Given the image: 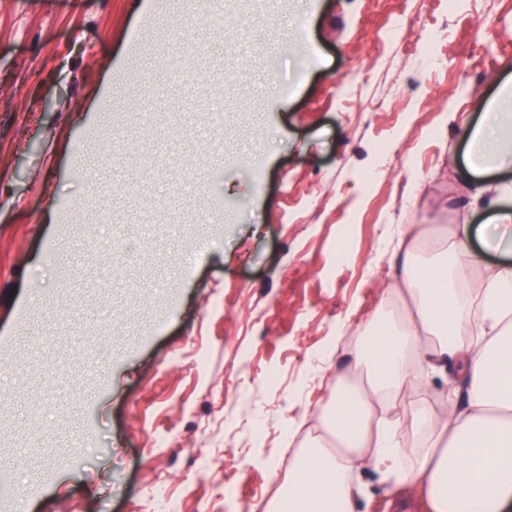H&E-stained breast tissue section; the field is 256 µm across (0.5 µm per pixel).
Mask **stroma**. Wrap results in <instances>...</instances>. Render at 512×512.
<instances>
[{
	"label": "stroma",
	"instance_id": "35a3bbf8",
	"mask_svg": "<svg viewBox=\"0 0 512 512\" xmlns=\"http://www.w3.org/2000/svg\"><path fill=\"white\" fill-rule=\"evenodd\" d=\"M510 61L512 0H0V512H227L229 470L278 490L292 394L329 402L394 226L467 205L458 93L495 98ZM358 481L357 512H424Z\"/></svg>",
	"mask_w": 512,
	"mask_h": 512
}]
</instances>
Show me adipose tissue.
<instances>
[{
    "label": "adipose tissue",
    "instance_id": "adipose-tissue-1",
    "mask_svg": "<svg viewBox=\"0 0 512 512\" xmlns=\"http://www.w3.org/2000/svg\"><path fill=\"white\" fill-rule=\"evenodd\" d=\"M466 136L463 171L487 222L473 225L460 212L432 243L424 225H404L391 288L404 305L380 304L389 322L379 343L367 340L372 320L355 327L348 370L337 375L331 404L315 410L322 435L299 447L303 421L284 428L288 482L268 512H355L353 477L366 467L419 491L430 512H512V182L488 178L512 165L511 83ZM477 235L497 262L471 250ZM450 365L465 402L447 410L419 383L423 369L441 374ZM409 432L423 439L410 465Z\"/></svg>",
    "mask_w": 512,
    "mask_h": 512
}]
</instances>
